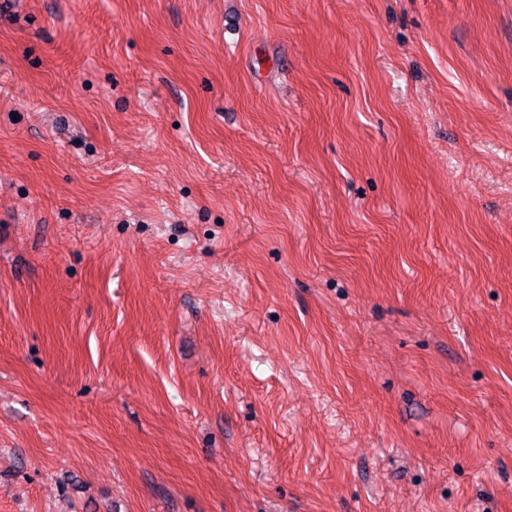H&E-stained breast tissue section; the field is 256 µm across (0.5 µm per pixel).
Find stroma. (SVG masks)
I'll use <instances>...</instances> for the list:
<instances>
[{
  "label": "stroma",
  "instance_id": "35a3bbf8",
  "mask_svg": "<svg viewBox=\"0 0 512 512\" xmlns=\"http://www.w3.org/2000/svg\"><path fill=\"white\" fill-rule=\"evenodd\" d=\"M0 512H512V0L0 17Z\"/></svg>",
  "mask_w": 512,
  "mask_h": 512
}]
</instances>
